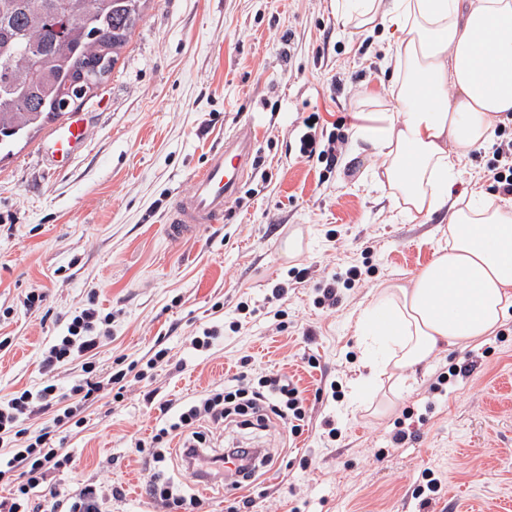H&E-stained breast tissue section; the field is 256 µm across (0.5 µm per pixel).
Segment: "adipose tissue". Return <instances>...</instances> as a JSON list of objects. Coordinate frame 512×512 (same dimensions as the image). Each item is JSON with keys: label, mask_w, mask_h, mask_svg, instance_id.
Instances as JSON below:
<instances>
[{"label": "adipose tissue", "mask_w": 512, "mask_h": 512, "mask_svg": "<svg viewBox=\"0 0 512 512\" xmlns=\"http://www.w3.org/2000/svg\"><path fill=\"white\" fill-rule=\"evenodd\" d=\"M336 12L361 33L382 24L397 72L389 95L363 94L355 128L379 159L377 189L413 217L450 209L447 246L357 318L364 364L396 398L408 371L492 335L512 308V203L453 194L467 150L512 112V0H336Z\"/></svg>", "instance_id": "adipose-tissue-1"}]
</instances>
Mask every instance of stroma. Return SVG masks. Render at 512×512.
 <instances>
[{
    "label": "stroma",
    "instance_id": "obj_1",
    "mask_svg": "<svg viewBox=\"0 0 512 512\" xmlns=\"http://www.w3.org/2000/svg\"><path fill=\"white\" fill-rule=\"evenodd\" d=\"M396 78L380 44L345 27L334 0H150L112 73L82 102L87 150L56 167L43 151L47 125L0 157V340L11 342L0 351V397L41 385L46 344L92 295L112 316L99 370L168 350L153 371L154 401L132 380L123 401L101 393L80 431L53 432L73 457L56 478L61 493L109 484L121 491L112 512H158L136 442L159 404L245 367L288 373L309 412L300 436L278 426L256 438L275 452L251 491L258 512H512V311L500 337L444 346L381 407L353 323L381 283H407L447 245L449 214L401 213L375 188L376 157L351 136L330 170L297 150L303 111L345 117L351 133L361 92L388 94ZM246 124L263 165L241 186L243 206L192 240L167 241L172 196ZM353 266L362 272L354 288L318 306L316 287ZM294 268L307 269L305 282L289 284ZM213 324L223 337L194 350L192 334ZM468 351L475 370L433 396L436 375ZM409 409L426 420L394 444ZM427 469L440 489L424 508L413 490ZM175 474L207 512H227L240 496Z\"/></svg>",
    "mask_w": 512,
    "mask_h": 512
}]
</instances>
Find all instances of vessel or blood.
Wrapping results in <instances>:
<instances>
[{
  "instance_id": "1",
  "label": "vessel or blood",
  "mask_w": 512,
  "mask_h": 512,
  "mask_svg": "<svg viewBox=\"0 0 512 512\" xmlns=\"http://www.w3.org/2000/svg\"><path fill=\"white\" fill-rule=\"evenodd\" d=\"M89 124L85 113H69L50 133L45 149L55 162H66L86 146ZM254 132L243 127L214 151L194 177L188 193L173 198L162 227L171 241L197 236L213 224L223 223L229 205L253 166Z\"/></svg>"
}]
</instances>
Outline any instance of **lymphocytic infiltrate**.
Masks as SVG:
<instances>
[{"label": "lymphocytic infiltrate", "instance_id": "lymphocytic-infiltrate-1", "mask_svg": "<svg viewBox=\"0 0 512 512\" xmlns=\"http://www.w3.org/2000/svg\"><path fill=\"white\" fill-rule=\"evenodd\" d=\"M309 118L299 138V153L318 158L326 167L336 166L337 145L345 140L343 121L334 122V131L327 139L329 146L324 149L317 134L319 115L313 112ZM496 136L487 163V177L493 192L512 196V137L502 128L497 129ZM111 323V315L101 313L95 298H88L86 306L68 319L64 333L54 337L43 352L41 369L47 374V381L0 399V483L9 487L8 496L0 497V512H106L113 492L93 483L60 498L51 481L57 473L70 469L73 458L53 444L49 432L30 433L27 423L49 410L54 427L69 432L82 428L87 404L105 387H114L115 399H122L127 378L147 380L149 370L165 360L166 349L158 348L144 368L131 363L122 369L98 373L94 352L102 338L109 335ZM75 360L80 361L86 377L72 385L68 395H60L49 376L61 365ZM305 402L302 390L288 374L252 378L242 372L227 384L174 405L172 415L159 421L150 440L136 444L150 473L146 493L163 512H202V500L182 492L171 477L168 462L174 456L180 458L187 470L204 462L218 467L226 458H238L240 467L226 480L236 490L250 486L272 463L269 450L236 444L224 453H210L209 426H220L229 420L240 428L263 430L275 421L298 434L308 423Z\"/></svg>", "mask_w": 512, "mask_h": 512}]
</instances>
